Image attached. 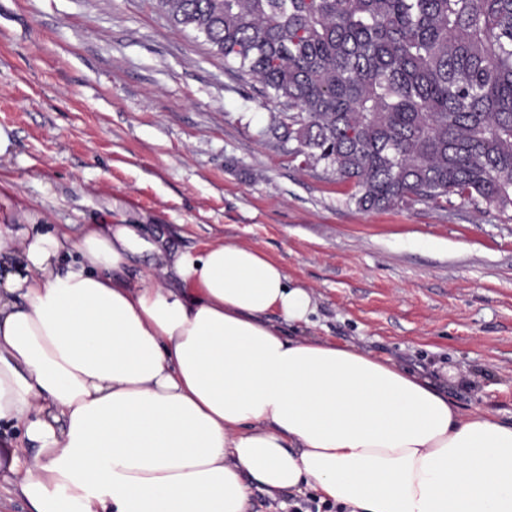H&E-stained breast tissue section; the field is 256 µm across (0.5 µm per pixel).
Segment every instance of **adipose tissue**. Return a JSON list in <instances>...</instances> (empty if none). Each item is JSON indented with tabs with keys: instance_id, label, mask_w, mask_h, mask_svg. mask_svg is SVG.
<instances>
[{
	"instance_id": "adipose-tissue-1",
	"label": "adipose tissue",
	"mask_w": 512,
	"mask_h": 512,
	"mask_svg": "<svg viewBox=\"0 0 512 512\" xmlns=\"http://www.w3.org/2000/svg\"><path fill=\"white\" fill-rule=\"evenodd\" d=\"M260 248L143 224H0V450L31 512H512V425L355 345ZM305 498V496H294L288 493L281 494L276 500L270 499L265 494L255 492L251 498L250 509L251 512H293L296 507H299L298 500ZM286 504L282 508V504Z\"/></svg>"
}]
</instances>
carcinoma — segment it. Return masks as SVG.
I'll return each mask as SVG.
<instances>
[{
    "label": "carcinoma",
    "mask_w": 512,
    "mask_h": 512,
    "mask_svg": "<svg viewBox=\"0 0 512 512\" xmlns=\"http://www.w3.org/2000/svg\"><path fill=\"white\" fill-rule=\"evenodd\" d=\"M361 209L512 208V0H158Z\"/></svg>",
    "instance_id": "cac0c4a2"
}]
</instances>
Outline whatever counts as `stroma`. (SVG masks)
I'll return each instance as SVG.
<instances>
[{
    "label": "stroma",
    "instance_id": "stroma-1",
    "mask_svg": "<svg viewBox=\"0 0 512 512\" xmlns=\"http://www.w3.org/2000/svg\"><path fill=\"white\" fill-rule=\"evenodd\" d=\"M280 111L157 0H0V222L257 246L313 291L309 334L511 424L512 209L360 210L353 183L274 134Z\"/></svg>",
    "mask_w": 512,
    "mask_h": 512
}]
</instances>
